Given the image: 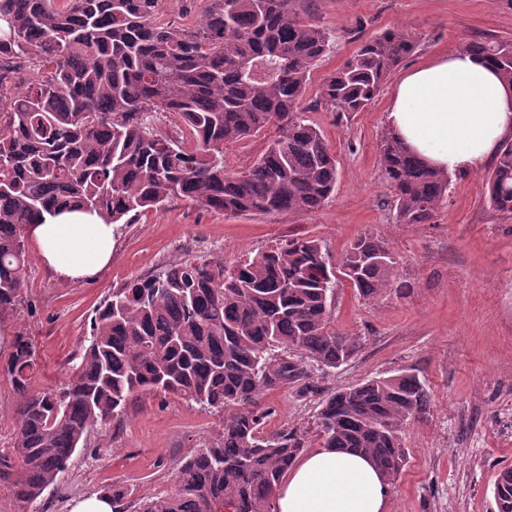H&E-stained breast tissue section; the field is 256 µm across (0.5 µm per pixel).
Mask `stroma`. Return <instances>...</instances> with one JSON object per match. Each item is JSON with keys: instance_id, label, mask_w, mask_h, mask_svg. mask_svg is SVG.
Here are the masks:
<instances>
[{"instance_id": "stroma-1", "label": "stroma", "mask_w": 512, "mask_h": 512, "mask_svg": "<svg viewBox=\"0 0 512 512\" xmlns=\"http://www.w3.org/2000/svg\"><path fill=\"white\" fill-rule=\"evenodd\" d=\"M290 8L334 35L303 96L308 119L338 162L333 199L311 213L271 216H232L174 200L131 216L116 234L109 265L80 280L57 279L43 266L36 242L26 240L25 302L0 318V326L35 343L40 368L31 389L41 392L69 379L94 310L127 281L191 258L231 264L293 236L319 239L338 260L361 235H382L398 261L396 286L370 302L344 280L334 298L332 324L356 339L360 351L347 365L316 373L317 394L300 398L289 387L268 392L264 429L294 428L307 449L321 447L316 418L330 392L418 370L432 405L401 431L408 460L390 483L389 512H492L495 476L512 466V214L489 210L477 171L453 178L435 223H396L380 167L392 82L362 112H335L315 100L332 71L366 38L389 28L402 27L417 41L402 64L406 70L482 35L512 39V0H291ZM276 134L270 127L225 143V167L247 170ZM222 428V413L194 402L135 394L120 418L89 432L33 510L70 512L111 485L125 487L133 501L168 494L178 461Z\"/></svg>"}]
</instances>
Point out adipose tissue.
<instances>
[{
  "label": "adipose tissue",
  "instance_id": "ef3b65f1",
  "mask_svg": "<svg viewBox=\"0 0 512 512\" xmlns=\"http://www.w3.org/2000/svg\"><path fill=\"white\" fill-rule=\"evenodd\" d=\"M387 127L431 166L476 172L512 135V90L493 66L453 51L401 74ZM43 263L63 280L89 277L112 258L115 228L97 215L69 211L28 225ZM390 485L351 449L320 447L297 462L275 494V512H388Z\"/></svg>",
  "mask_w": 512,
  "mask_h": 512
}]
</instances>
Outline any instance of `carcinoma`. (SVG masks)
I'll list each match as a JSON object with an SVG mask.
<instances>
[{
    "instance_id": "cac0c4a2",
    "label": "carcinoma",
    "mask_w": 512,
    "mask_h": 512,
    "mask_svg": "<svg viewBox=\"0 0 512 512\" xmlns=\"http://www.w3.org/2000/svg\"><path fill=\"white\" fill-rule=\"evenodd\" d=\"M158 0H0V317L24 303L25 228L78 209L119 224L189 199L229 214L310 213L333 196L335 155L298 107L329 33L289 0H208L203 19L174 26ZM417 48L401 29L363 41L319 88L316 104L362 112ZM512 86V40L473 39ZM176 115L191 145L151 125ZM278 129L245 172L224 168V143ZM399 224H433L451 174L429 167L394 133L380 146ZM485 203L512 213V136L484 175ZM386 240L365 234L334 263L308 237L247 257L184 260L127 282L94 311L68 381L33 393L37 350L18 336L0 375L18 399L16 498L34 504L90 430L137 391H161L224 413L223 432L176 465L174 490L135 503L112 486L113 512H271L277 486L305 451L292 428L263 431L267 392L317 390L360 349L331 325L339 278L367 301L397 280ZM411 369L327 395L317 427L329 448L366 455L389 481L406 464L400 431L430 411ZM495 512H512V467L493 482Z\"/></svg>"
}]
</instances>
